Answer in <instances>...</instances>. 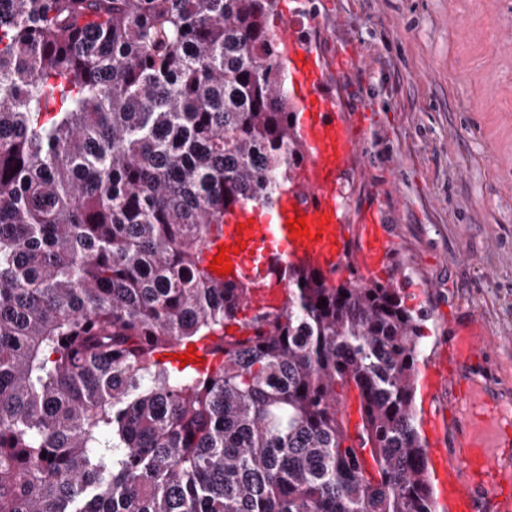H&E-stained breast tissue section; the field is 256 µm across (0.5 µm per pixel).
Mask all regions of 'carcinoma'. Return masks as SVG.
<instances>
[{"instance_id": "carcinoma-1", "label": "carcinoma", "mask_w": 512, "mask_h": 512, "mask_svg": "<svg viewBox=\"0 0 512 512\" xmlns=\"http://www.w3.org/2000/svg\"><path fill=\"white\" fill-rule=\"evenodd\" d=\"M275 10L0 0V512H437L401 289L205 267L304 162Z\"/></svg>"}]
</instances>
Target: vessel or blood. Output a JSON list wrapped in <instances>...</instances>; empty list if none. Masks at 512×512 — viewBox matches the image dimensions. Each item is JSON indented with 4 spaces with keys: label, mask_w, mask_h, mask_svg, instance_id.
Listing matches in <instances>:
<instances>
[{
    "label": "vessel or blood",
    "mask_w": 512,
    "mask_h": 512,
    "mask_svg": "<svg viewBox=\"0 0 512 512\" xmlns=\"http://www.w3.org/2000/svg\"><path fill=\"white\" fill-rule=\"evenodd\" d=\"M281 40L288 46L300 99L298 126L305 144L306 164L300 186L281 197L276 209L241 212L234 223L225 225L221 245L244 241L245 247L232 255L230 278L239 281L252 277L260 287L254 292V306L276 308L287 298L286 280L272 276L271 266L305 264L333 275L353 268L365 278L378 271L392 248V239L382 225H362L354 258L346 256L348 230L343 222V206L338 187L356 143L348 126L336 118V101L321 92L324 70L314 51L302 43L292 28H283ZM304 213L309 235H295L287 227L289 219ZM319 240H312L314 232ZM487 339L479 328L458 336L449 346L457 361L483 350ZM465 419L466 424L453 448L444 440L449 418ZM502 409L481 396L475 386L456 394L447 411L427 412L424 431L430 460V478L435 484L446 512H476L478 498L488 499L493 512H512V494L503 492L508 474L498 462L497 450Z\"/></svg>",
    "instance_id": "obj_1"
}]
</instances>
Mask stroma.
<instances>
[{"label":"stroma","instance_id":"stroma-1","mask_svg":"<svg viewBox=\"0 0 512 512\" xmlns=\"http://www.w3.org/2000/svg\"><path fill=\"white\" fill-rule=\"evenodd\" d=\"M326 63L357 150L344 218L394 246L379 282L426 313L427 370L476 324L487 347L460 376L512 412V0H278Z\"/></svg>","mask_w":512,"mask_h":512}]
</instances>
